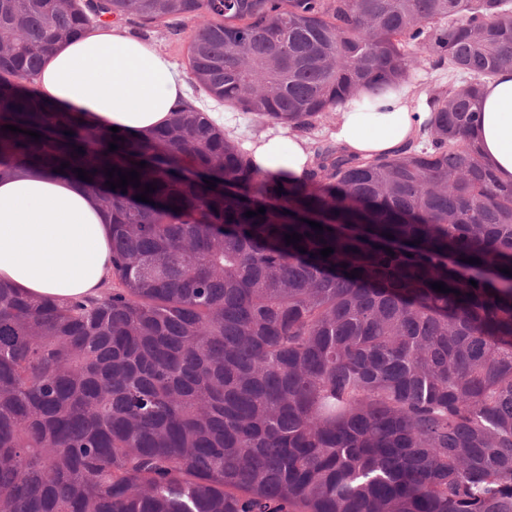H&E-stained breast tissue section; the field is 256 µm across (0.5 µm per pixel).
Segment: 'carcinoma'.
Returning a JSON list of instances; mask_svg holds the SVG:
<instances>
[{
	"label": "carcinoma",
	"instance_id": "cac0c4a2",
	"mask_svg": "<svg viewBox=\"0 0 512 512\" xmlns=\"http://www.w3.org/2000/svg\"><path fill=\"white\" fill-rule=\"evenodd\" d=\"M127 15L201 19L195 86L301 129L425 55L448 81L424 148L320 143L303 183L191 110L111 152L20 87ZM0 42V169L54 147L112 213L101 295L0 281V512H512V184L469 137L512 69V0H0ZM112 167L140 187L110 189Z\"/></svg>",
	"mask_w": 512,
	"mask_h": 512
}]
</instances>
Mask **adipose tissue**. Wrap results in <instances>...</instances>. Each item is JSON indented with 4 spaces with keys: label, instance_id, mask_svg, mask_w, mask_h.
<instances>
[{
    "label": "adipose tissue",
    "instance_id": "1",
    "mask_svg": "<svg viewBox=\"0 0 512 512\" xmlns=\"http://www.w3.org/2000/svg\"><path fill=\"white\" fill-rule=\"evenodd\" d=\"M33 94L54 110L80 115L94 131L118 128L145 140L186 104L210 114L263 174L306 180L309 141L280 124L254 130L234 113L194 100L187 76L154 45L121 25H101L50 54ZM428 93L416 79L337 109L325 136L348 155L393 156L421 138ZM473 135L499 182H512V69L496 74L479 101ZM54 154L0 171V279L35 296H96L112 274V215L97 187L55 171Z\"/></svg>",
    "mask_w": 512,
    "mask_h": 512
}]
</instances>
